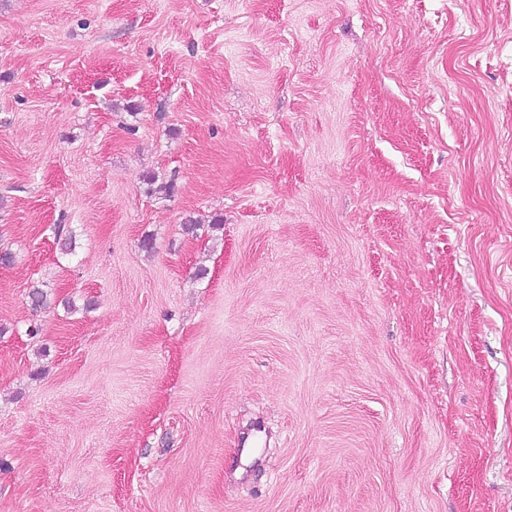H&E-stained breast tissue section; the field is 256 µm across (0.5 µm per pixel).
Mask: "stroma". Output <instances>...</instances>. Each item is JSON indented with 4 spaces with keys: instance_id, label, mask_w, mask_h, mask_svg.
<instances>
[{
    "instance_id": "stroma-1",
    "label": "stroma",
    "mask_w": 512,
    "mask_h": 512,
    "mask_svg": "<svg viewBox=\"0 0 512 512\" xmlns=\"http://www.w3.org/2000/svg\"><path fill=\"white\" fill-rule=\"evenodd\" d=\"M1 250L0 512H512V0H0Z\"/></svg>"
}]
</instances>
